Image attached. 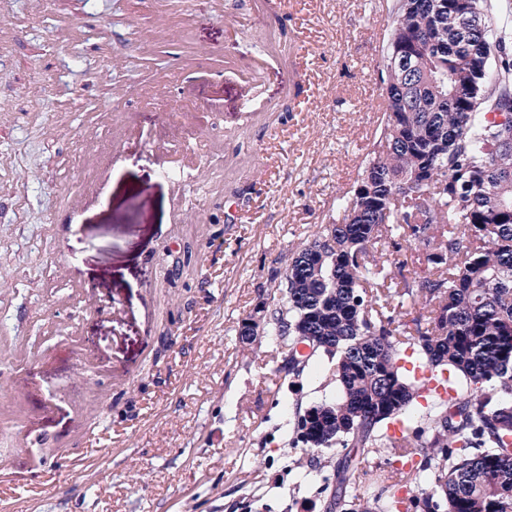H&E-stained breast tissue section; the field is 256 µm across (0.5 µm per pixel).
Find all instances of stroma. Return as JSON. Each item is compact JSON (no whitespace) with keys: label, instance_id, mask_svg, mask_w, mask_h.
I'll return each mask as SVG.
<instances>
[{"label":"stroma","instance_id":"1","mask_svg":"<svg viewBox=\"0 0 512 512\" xmlns=\"http://www.w3.org/2000/svg\"><path fill=\"white\" fill-rule=\"evenodd\" d=\"M67 3L85 27L61 53L51 8L0 0L24 27L0 53L16 101L0 116V407L27 414L23 434L0 430V504L322 512L326 470L294 467L288 441L297 407L336 398L331 365L280 372L283 348L244 353L238 329L288 252L342 217L380 124L392 0H281L283 28L265 0ZM81 125L112 144L111 167L89 170ZM90 179L70 211L56 186ZM184 230L192 279L172 265ZM45 448L81 459L82 478Z\"/></svg>","mask_w":512,"mask_h":512}]
</instances>
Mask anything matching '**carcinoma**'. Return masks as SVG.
Returning a JSON list of instances; mask_svg holds the SVG:
<instances>
[{"label": "carcinoma", "mask_w": 512, "mask_h": 512, "mask_svg": "<svg viewBox=\"0 0 512 512\" xmlns=\"http://www.w3.org/2000/svg\"><path fill=\"white\" fill-rule=\"evenodd\" d=\"M489 9L396 0L378 137L337 199L342 221L288 254L263 326L297 358L288 373L331 360L339 395L297 412L289 445L337 457L323 492L348 512H399L400 489L415 512H512V120L497 113L512 97V16ZM403 240L423 256L398 284L388 252ZM406 362L448 372L455 395L412 416L425 381ZM399 448L419 466L367 469L365 452Z\"/></svg>", "instance_id": "1"}]
</instances>
